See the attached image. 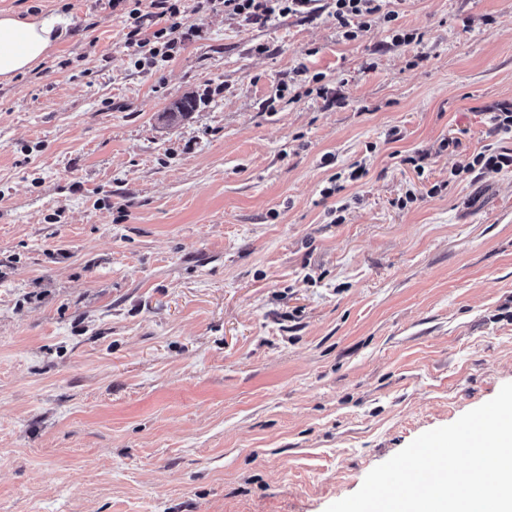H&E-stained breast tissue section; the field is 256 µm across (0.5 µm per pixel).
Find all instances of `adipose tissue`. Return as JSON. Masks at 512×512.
I'll list each match as a JSON object with an SVG mask.
<instances>
[{
  "instance_id": "ef3b65f1",
  "label": "adipose tissue",
  "mask_w": 512,
  "mask_h": 512,
  "mask_svg": "<svg viewBox=\"0 0 512 512\" xmlns=\"http://www.w3.org/2000/svg\"><path fill=\"white\" fill-rule=\"evenodd\" d=\"M69 21L57 15L25 21L0 13V82H10L41 61L67 32Z\"/></svg>"
}]
</instances>
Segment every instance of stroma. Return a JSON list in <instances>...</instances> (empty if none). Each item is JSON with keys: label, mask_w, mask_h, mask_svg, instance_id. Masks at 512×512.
Masks as SVG:
<instances>
[{"label": "stroma", "mask_w": 512, "mask_h": 512, "mask_svg": "<svg viewBox=\"0 0 512 512\" xmlns=\"http://www.w3.org/2000/svg\"><path fill=\"white\" fill-rule=\"evenodd\" d=\"M319 5L184 0L147 70L95 0H0L70 20L0 83V512H325L512 383V170L463 171L512 0H390L408 46ZM302 68L337 102L268 106ZM320 0H203L206 10H224V14L239 19L247 25H263L272 17L315 13Z\"/></svg>", "instance_id": "stroma-1"}]
</instances>
